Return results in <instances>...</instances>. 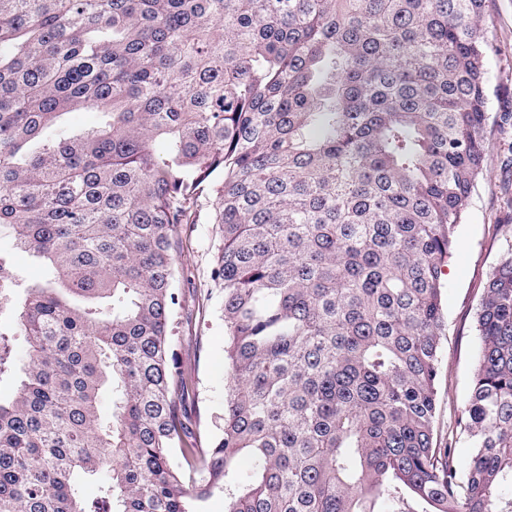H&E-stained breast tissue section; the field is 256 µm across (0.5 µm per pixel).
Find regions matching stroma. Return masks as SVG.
Masks as SVG:
<instances>
[{
    "instance_id": "stroma-1",
    "label": "stroma",
    "mask_w": 512,
    "mask_h": 512,
    "mask_svg": "<svg viewBox=\"0 0 512 512\" xmlns=\"http://www.w3.org/2000/svg\"><path fill=\"white\" fill-rule=\"evenodd\" d=\"M488 21L495 37L488 59L489 150L445 270L447 327L435 380L434 442L440 448H453L454 463L461 472L472 454L460 419L475 366L474 313L492 270L512 248V0H489ZM218 248L217 225H192L177 255L176 287L182 305L172 319L175 360L195 379V396L187 401L186 411L190 418L199 419L205 444L217 435L224 411V322L221 296L212 278Z\"/></svg>"
}]
</instances>
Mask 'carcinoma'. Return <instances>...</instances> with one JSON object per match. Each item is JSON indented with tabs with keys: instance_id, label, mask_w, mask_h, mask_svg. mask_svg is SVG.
<instances>
[{
	"instance_id": "carcinoma-1",
	"label": "carcinoma",
	"mask_w": 512,
	"mask_h": 512,
	"mask_svg": "<svg viewBox=\"0 0 512 512\" xmlns=\"http://www.w3.org/2000/svg\"><path fill=\"white\" fill-rule=\"evenodd\" d=\"M487 3L0 0V225L47 273L0 248L26 343L0 332V512H512V251L475 314L469 469L433 442ZM78 109L99 121L75 134ZM202 221L225 333L205 447L170 339Z\"/></svg>"
}]
</instances>
